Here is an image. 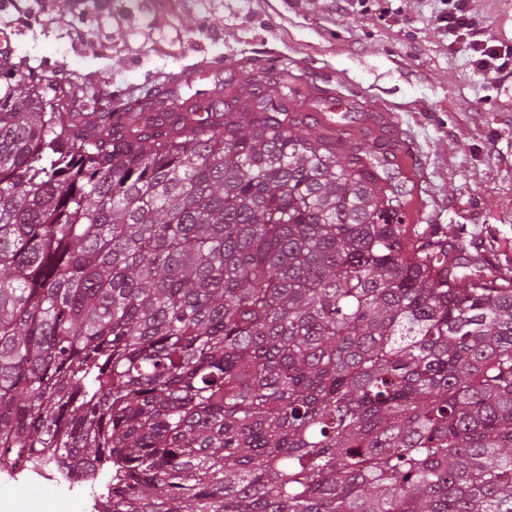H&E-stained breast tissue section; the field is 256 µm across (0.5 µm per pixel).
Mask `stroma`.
I'll return each instance as SVG.
<instances>
[{
    "instance_id": "1",
    "label": "stroma",
    "mask_w": 512,
    "mask_h": 512,
    "mask_svg": "<svg viewBox=\"0 0 512 512\" xmlns=\"http://www.w3.org/2000/svg\"><path fill=\"white\" fill-rule=\"evenodd\" d=\"M512 42V0H468ZM448 0H0L7 59L77 85L74 112L211 106L217 85L287 76L300 111L392 115L409 163L383 172L411 223L512 264V73L483 76L441 18ZM203 68L207 79L183 74Z\"/></svg>"
}]
</instances>
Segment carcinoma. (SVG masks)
Returning <instances> with one entry per match:
<instances>
[{
	"mask_svg": "<svg viewBox=\"0 0 512 512\" xmlns=\"http://www.w3.org/2000/svg\"><path fill=\"white\" fill-rule=\"evenodd\" d=\"M273 84L71 112L0 62V459L109 462V512H512V273Z\"/></svg>",
	"mask_w": 512,
	"mask_h": 512,
	"instance_id": "obj_1",
	"label": "carcinoma"
}]
</instances>
